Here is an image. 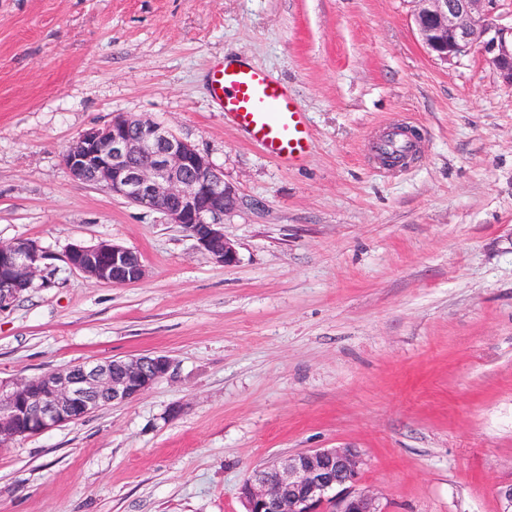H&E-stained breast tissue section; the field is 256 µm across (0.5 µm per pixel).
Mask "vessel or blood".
<instances>
[{"label":"vessel or blood","instance_id":"obj_1","mask_svg":"<svg viewBox=\"0 0 512 512\" xmlns=\"http://www.w3.org/2000/svg\"><path fill=\"white\" fill-rule=\"evenodd\" d=\"M213 98L249 141L285 166L302 162L313 137L288 85L233 56L214 63L209 72Z\"/></svg>","mask_w":512,"mask_h":512}]
</instances>
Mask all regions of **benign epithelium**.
Returning <instances> with one entry per match:
<instances>
[{"label": "benign epithelium", "mask_w": 512, "mask_h": 512, "mask_svg": "<svg viewBox=\"0 0 512 512\" xmlns=\"http://www.w3.org/2000/svg\"><path fill=\"white\" fill-rule=\"evenodd\" d=\"M413 23L432 56L450 62L478 49L512 87V39L497 27L494 0H413ZM75 181L163 213L214 263L237 262L224 215L242 199L207 156L150 119L117 115L85 131L65 152ZM64 258L84 277L112 285L144 280L141 255L111 241L69 244ZM48 259L31 239L0 243V311L32 287ZM172 367L166 355L83 363L22 380L0 379V440L74 423L97 409L145 393ZM365 465L353 448H318L255 469L239 489L245 512H385L373 491L357 488Z\"/></svg>", "instance_id": "obj_1"}]
</instances>
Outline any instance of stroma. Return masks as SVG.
I'll return each instance as SVG.
<instances>
[{"label": "stroma", "mask_w": 512, "mask_h": 512, "mask_svg": "<svg viewBox=\"0 0 512 512\" xmlns=\"http://www.w3.org/2000/svg\"><path fill=\"white\" fill-rule=\"evenodd\" d=\"M411 0H0V242L41 276L0 312V379L144 353L167 377L0 451V512H244L252 472L351 447L387 512H499L512 480V87L478 52L429 56ZM231 53L292 87L314 139L283 167L210 94ZM118 114L224 172L238 261L71 179ZM413 118L404 169L372 142ZM139 252L100 284L66 247ZM64 258L73 270L99 283L136 284L146 276L141 255L111 241L90 246L73 242L67 246Z\"/></svg>", "instance_id": "obj_1"}]
</instances>
